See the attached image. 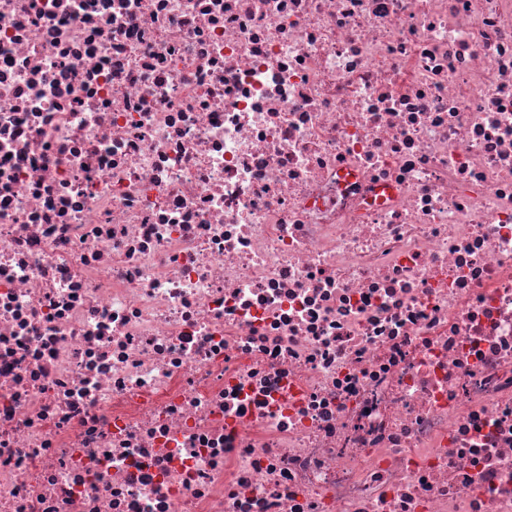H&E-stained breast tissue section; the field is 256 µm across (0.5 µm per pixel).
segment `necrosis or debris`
<instances>
[{"mask_svg": "<svg viewBox=\"0 0 512 512\" xmlns=\"http://www.w3.org/2000/svg\"><path fill=\"white\" fill-rule=\"evenodd\" d=\"M0 512H512V0H0Z\"/></svg>", "mask_w": 512, "mask_h": 512, "instance_id": "necrosis-or-debris-1", "label": "necrosis or debris"}]
</instances>
